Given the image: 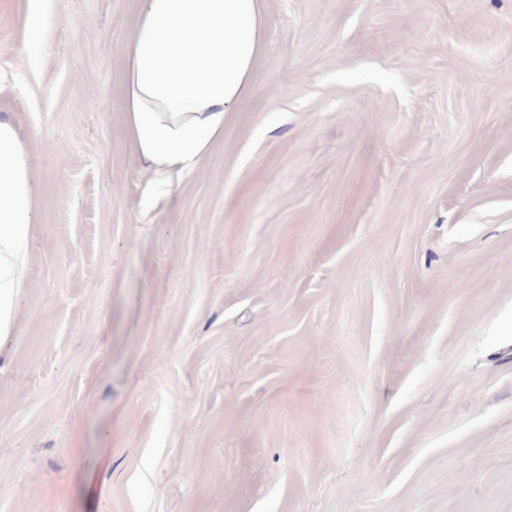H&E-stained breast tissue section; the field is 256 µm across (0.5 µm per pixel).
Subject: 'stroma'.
I'll list each match as a JSON object with an SVG mask.
<instances>
[{"label":"stroma","mask_w":512,"mask_h":512,"mask_svg":"<svg viewBox=\"0 0 512 512\" xmlns=\"http://www.w3.org/2000/svg\"><path fill=\"white\" fill-rule=\"evenodd\" d=\"M251 90L167 191L142 0H0L37 222L0 512H512V0H262Z\"/></svg>","instance_id":"obj_1"}]
</instances>
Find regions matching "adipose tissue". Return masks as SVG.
Listing matches in <instances>:
<instances>
[{
  "label": "adipose tissue",
  "mask_w": 512,
  "mask_h": 512,
  "mask_svg": "<svg viewBox=\"0 0 512 512\" xmlns=\"http://www.w3.org/2000/svg\"><path fill=\"white\" fill-rule=\"evenodd\" d=\"M263 38L262 0H144L123 48L124 110L135 156L162 180L199 167L252 85ZM37 190L0 116V341L15 327Z\"/></svg>",
  "instance_id": "1"
}]
</instances>
